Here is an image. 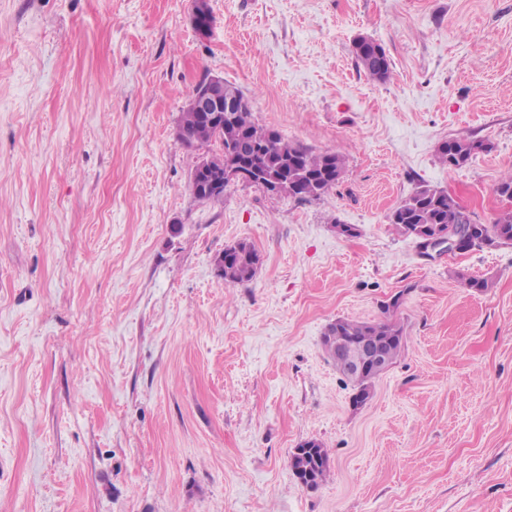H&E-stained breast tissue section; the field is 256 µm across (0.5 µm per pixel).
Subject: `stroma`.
Returning <instances> with one entry per match:
<instances>
[{
  "instance_id": "obj_1",
  "label": "stroma",
  "mask_w": 512,
  "mask_h": 512,
  "mask_svg": "<svg viewBox=\"0 0 512 512\" xmlns=\"http://www.w3.org/2000/svg\"><path fill=\"white\" fill-rule=\"evenodd\" d=\"M209 5L202 38L192 0H0V512H512V245L426 251L389 221L422 185L479 224L506 209L512 0ZM206 76L342 151L338 186L196 200L216 148L177 131ZM450 138L490 149L451 172ZM241 240L260 264L228 286ZM387 316L405 350L353 406L323 333ZM356 66L364 74L379 83L387 82L391 77V62L384 47L377 41L358 38L353 45ZM208 176L206 173H202L197 171V167L195 168L191 181H190V189L194 197L200 201L207 202H223L224 200V189L219 191L214 190H206L205 184L208 180ZM260 257L254 246L243 240L224 249V258L220 254L216 259V266L220 277L224 278L226 285L243 284L253 279ZM304 453L299 465L306 469L295 471V475L302 485L317 487L325 478L330 465V458L326 448L319 442L305 441L300 443L295 450Z\"/></svg>"
}]
</instances>
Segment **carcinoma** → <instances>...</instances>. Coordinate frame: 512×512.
Returning a JSON list of instances; mask_svg holds the SVG:
<instances>
[{
    "mask_svg": "<svg viewBox=\"0 0 512 512\" xmlns=\"http://www.w3.org/2000/svg\"><path fill=\"white\" fill-rule=\"evenodd\" d=\"M356 66L366 76L379 83L391 77V62L384 47L377 41L358 38L353 45ZM224 94L236 98L237 106L224 123L208 121L190 105L183 110L179 133L187 146L196 143H218L221 153L212 156L214 169L206 175L194 171L190 189L200 201L222 202L224 191L205 189L208 176L224 175L226 156L236 158L262 169L267 175L288 182L287 194L296 199L318 198L335 188L341 181L345 168V156L340 151L315 153L311 149L285 140L280 132L257 124L249 103L242 91L229 83L224 84ZM488 149L482 141L450 139L437 148L439 161L453 172L468 165L473 157ZM390 223L403 234L413 236L422 230L440 226L448 234L461 240L462 249L512 244V209L502 212L489 224L474 222L453 196L444 190L423 186L403 200L390 214ZM260 257L254 246L243 240L224 250V268L219 272L227 285L243 284L253 279ZM465 288L483 292L489 287L485 278L462 271L454 273ZM342 336L347 339L370 337L384 343L391 362H396L404 351L403 330L390 317L377 322H354L338 319L326 328L322 336L326 351H331L332 339ZM376 375L367 374L355 381L356 393L353 402L361 405L370 396ZM304 453L300 464L304 470L296 473L299 482L307 487L318 486L325 478L330 465L326 448L319 442L306 441L297 446Z\"/></svg>",
    "mask_w": 512,
    "mask_h": 512,
    "instance_id": "obj_1",
    "label": "carcinoma"
}]
</instances>
